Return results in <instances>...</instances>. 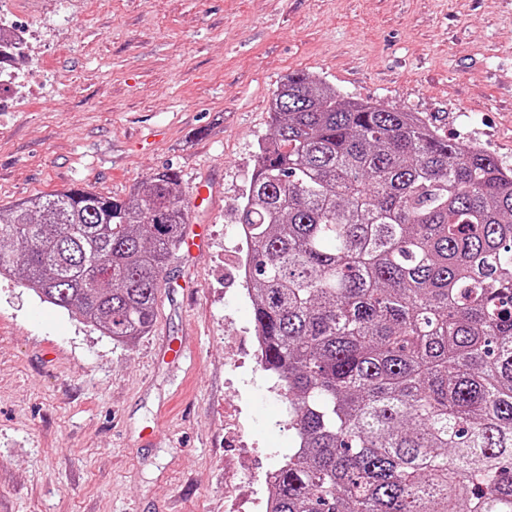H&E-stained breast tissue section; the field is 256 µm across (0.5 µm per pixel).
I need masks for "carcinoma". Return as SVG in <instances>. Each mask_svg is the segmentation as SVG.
<instances>
[{
    "label": "carcinoma",
    "mask_w": 512,
    "mask_h": 512,
    "mask_svg": "<svg viewBox=\"0 0 512 512\" xmlns=\"http://www.w3.org/2000/svg\"><path fill=\"white\" fill-rule=\"evenodd\" d=\"M237 213L292 448L271 512H512V169L287 75ZM174 167L0 206V276L132 344L184 238Z\"/></svg>",
    "instance_id": "1"
}]
</instances>
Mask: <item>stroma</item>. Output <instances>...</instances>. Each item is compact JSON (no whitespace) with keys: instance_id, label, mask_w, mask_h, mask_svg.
I'll list each match as a JSON object with an SVG mask.
<instances>
[{"instance_id":"stroma-1","label":"stroma","mask_w":512,"mask_h":512,"mask_svg":"<svg viewBox=\"0 0 512 512\" xmlns=\"http://www.w3.org/2000/svg\"><path fill=\"white\" fill-rule=\"evenodd\" d=\"M38 92L0 89V205L125 197L172 166L194 255L126 346L0 278V512H265L292 447L251 347L237 210L268 105L303 71L512 169V0H15Z\"/></svg>"}]
</instances>
